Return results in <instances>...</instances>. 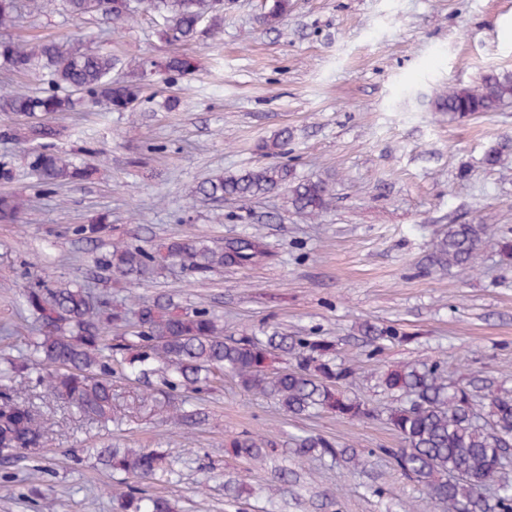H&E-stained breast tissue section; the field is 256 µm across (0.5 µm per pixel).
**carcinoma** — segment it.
<instances>
[{
	"instance_id": "1",
	"label": "carcinoma",
	"mask_w": 512,
	"mask_h": 512,
	"mask_svg": "<svg viewBox=\"0 0 512 512\" xmlns=\"http://www.w3.org/2000/svg\"><path fill=\"white\" fill-rule=\"evenodd\" d=\"M73 17L105 14L115 25L131 21L138 7L156 14L160 38L169 43H189L224 25V0H62ZM290 0H265L262 23L274 28L290 11ZM19 0H0V27L15 21ZM0 61L19 74L37 71L43 77L40 90L0 89V113L34 118L72 112L89 102L109 111L132 112L139 102L140 86L113 77L124 67L122 59L93 51L81 39L63 35L37 41L0 39ZM187 58L174 55L157 65V73L171 78L190 70ZM512 102V70H492L476 85L455 84L431 96L433 111L446 112L451 120H469L495 112ZM290 130L263 140L257 151L277 156L286 151ZM512 153V138H503L484 155L490 167ZM29 166L37 187H60L87 176L88 169L69 153L41 144L30 156ZM288 189V203L309 218L327 210L331 194L322 179H299L286 164L255 165L235 173L214 176L195 189L202 199L249 200ZM17 194H0V222L12 223L25 209ZM107 229L106 217L98 216L75 227L90 242ZM489 224H450L437 242L433 265L461 273L475 269L489 241ZM269 255L259 237H241L210 246L196 237L175 238L155 252L116 242L98 259L100 267L135 281L149 270H162L171 262L200 277L218 268L251 263ZM25 304L33 319L34 353L41 357L40 381L65 399L83 416L105 421L112 418V364H127L138 377L158 375L174 389H195L210 376L230 374L248 392L273 397L293 416L317 412L361 420L375 409L345 389L353 385L356 369L337 362L332 342L311 336H288L277 330L239 339L224 337V323L206 308L188 313L172 299H157L126 308L112 304L108 291L93 296L91 289L71 283L38 278L25 291ZM131 322L130 331L114 338L112 328ZM372 342H402L391 328L362 326ZM295 357L296 365L272 372L273 357ZM0 377L9 381L28 376L33 364L27 358L7 360ZM384 390L402 403L386 411V420L400 439L389 450L397 468L417 481L448 512H512V481L504 463L512 458V393L484 391L475 383L448 379L440 364L418 363L380 375ZM46 439L45 424L20 403L13 389L0 384V454L34 452ZM268 446L265 440L243 433L225 441L233 456L258 461ZM302 454L329 457L339 465L362 467L365 459L354 448H342L319 435L295 439ZM101 464L127 477L145 481L161 469L164 455L141 448H109L97 453ZM123 512H174L172 503L126 485L118 492Z\"/></svg>"
}]
</instances>
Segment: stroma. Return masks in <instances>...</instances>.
Masks as SVG:
<instances>
[{
  "instance_id": "stroma-1",
  "label": "stroma",
  "mask_w": 512,
  "mask_h": 512,
  "mask_svg": "<svg viewBox=\"0 0 512 512\" xmlns=\"http://www.w3.org/2000/svg\"><path fill=\"white\" fill-rule=\"evenodd\" d=\"M20 4L0 38L76 32L86 47L122 57L127 80L142 62L176 53L192 69L167 83L148 77L133 112L0 115V162L15 174L0 193L30 199L17 223H0V353L27 351L33 323L22 295L35 275L107 277L96 259L116 241L155 251L179 236L220 245L256 235L270 257L204 277L173 265L139 287L113 285L112 296L134 305L166 295L208 308L228 336L274 327L332 341L357 369L350 394L375 414L296 418L228 375L191 392L117 372L119 418L103 425L35 378H19L20 398L50 434L43 451L0 460V512H120L113 479L92 455L107 445L165 451L166 473L143 489L176 512H443L385 454L400 441L385 413L395 398L378 377L439 362L451 379L512 391V261L495 244L512 237V155L494 168L483 161L489 146L512 137V104L464 121L428 105L438 86L512 70V0H291L274 30L259 21L262 0H224L223 28L179 46L157 37L147 13L117 29L99 16L71 20L48 0ZM168 97L176 109L163 108ZM36 124L55 130V149L78 152L89 179L35 195L28 134ZM284 127L294 138L279 163L329 183L320 217L295 213L284 189L250 201L196 196L205 178L263 164L256 144ZM100 213L110 227L86 244L73 229ZM465 223L493 227L476 271L433 266L441 234ZM366 322L405 340L373 350L360 332ZM181 409L203 422L178 423ZM243 432L272 441L267 458L225 452V439ZM305 434L364 452L366 469L300 454L291 439Z\"/></svg>"
}]
</instances>
